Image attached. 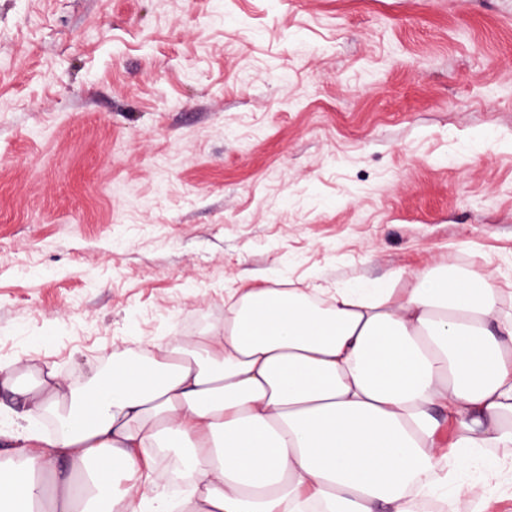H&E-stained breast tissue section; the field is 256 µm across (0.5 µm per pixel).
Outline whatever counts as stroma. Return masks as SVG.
I'll use <instances>...</instances> for the list:
<instances>
[{"label":"stroma","mask_w":512,"mask_h":512,"mask_svg":"<svg viewBox=\"0 0 512 512\" xmlns=\"http://www.w3.org/2000/svg\"><path fill=\"white\" fill-rule=\"evenodd\" d=\"M450 263L512 305V0H0V365Z\"/></svg>","instance_id":"35a3bbf8"}]
</instances>
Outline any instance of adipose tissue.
<instances>
[{
	"label": "adipose tissue",
	"mask_w": 512,
	"mask_h": 512,
	"mask_svg": "<svg viewBox=\"0 0 512 512\" xmlns=\"http://www.w3.org/2000/svg\"><path fill=\"white\" fill-rule=\"evenodd\" d=\"M0 383L20 406L0 512H416L444 497L470 512L512 447V311L452 264L320 304L309 288H250L223 326L148 345L111 376L74 387L6 369ZM158 452L192 478L181 504ZM473 465L481 480L453 487Z\"/></svg>",
	"instance_id": "1"
}]
</instances>
